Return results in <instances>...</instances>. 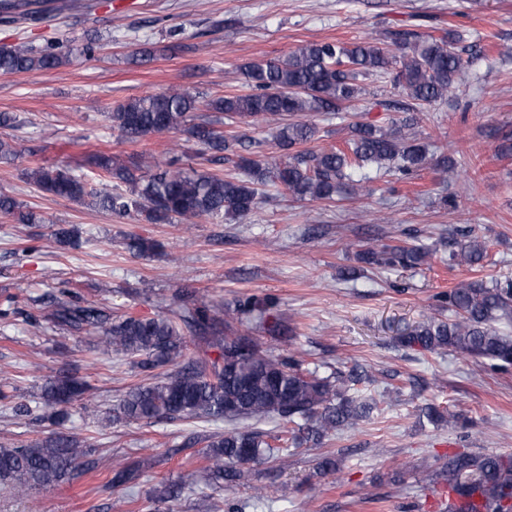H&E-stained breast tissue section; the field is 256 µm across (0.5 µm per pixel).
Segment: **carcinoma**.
<instances>
[{"label": "carcinoma", "mask_w": 512, "mask_h": 512, "mask_svg": "<svg viewBox=\"0 0 512 512\" xmlns=\"http://www.w3.org/2000/svg\"><path fill=\"white\" fill-rule=\"evenodd\" d=\"M399 51L392 55L370 41L351 44L310 42L270 61L241 66L251 92L226 95L204 102L180 89H168L132 98L110 113L112 128L128 141L163 131H180L199 146L198 154L223 158L237 139L228 138L213 121L194 122L192 113L204 106L235 123L263 120L275 126L280 148L288 151L286 162L269 168L261 162L238 157L241 176L226 178L194 168L164 167L145 157L130 166L109 155H95V165L109 178L96 186L68 167H37L28 177L46 194L91 205L118 215L135 212L152 224L173 216L185 220L207 217L215 223L224 217L246 216L257 205L258 186L279 183L300 200H330L341 191H364L373 182L371 167L380 171L410 174L430 165L427 146L416 136L402 137L392 127L355 122L348 125L345 147L334 145L318 151H293L314 136V128L296 119L310 112H341L360 100L359 77L393 68L395 82L414 105H430L455 94L464 60L456 37L423 36L402 29L389 34ZM97 35L76 51L65 53L36 50L21 42L0 48V75L55 69L73 58L92 57ZM157 168L143 174L142 169ZM129 187V195L112 193L110 181ZM0 213L22 224H34L38 216L21 211L17 202L0 195ZM485 247L476 240L461 245L451 259L468 265L484 260ZM428 253L414 247L386 245L367 249L359 260L377 267L413 268ZM448 312L432 313L412 327L400 343L404 347L435 352L451 350L488 359L498 366L512 365V336L501 333L493 322L512 317V281L491 286L478 280L457 284L446 296ZM269 301H237L226 311L198 290L190 301L178 306L173 316L142 318L127 314L112 321L97 305L77 301L68 289L54 301L50 320L74 332L96 335L103 346L117 354L139 359L147 369L172 367L160 380L130 388L119 403L118 417L129 422L157 420L222 419L231 425L222 435L207 437L206 476L228 481L241 476V468L261 459L288 458L309 440L322 439L367 417L374 405L348 395L350 387L363 381L355 372L336 369L327 375L305 370L292 356L275 355L270 347L246 335L226 336L224 328L236 321L260 322ZM193 336L219 349L215 358L187 356V337ZM89 386L75 373L63 369L42 393L41 420L60 426L70 416L76 401L88 416L98 412L92 400H83ZM279 417L289 425L286 446L272 445L273 437L255 428H240L246 421ZM91 449L74 437L57 431L41 440L0 447V483L14 496L35 488H47L95 468L88 460ZM134 478L127 466L115 465L108 488L126 485ZM431 482L448 485L462 502L482 496L484 512H512L504 502L512 498V455L453 453L439 460Z\"/></svg>", "instance_id": "carcinoma-1"}]
</instances>
